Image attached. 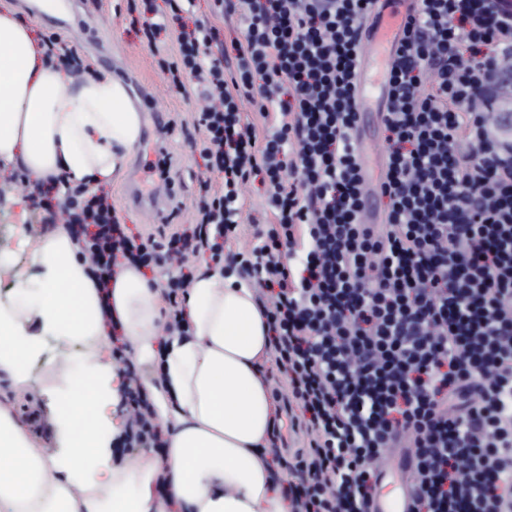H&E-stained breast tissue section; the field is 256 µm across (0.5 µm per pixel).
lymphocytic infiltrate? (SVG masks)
Listing matches in <instances>:
<instances>
[{"mask_svg": "<svg viewBox=\"0 0 512 512\" xmlns=\"http://www.w3.org/2000/svg\"><path fill=\"white\" fill-rule=\"evenodd\" d=\"M168 4L146 0L142 34L155 51L175 43L169 86L206 103L192 224L133 232L109 191L84 184L30 202L75 230L99 282L123 259L166 270V333L187 330L188 257L253 288L306 438L292 512H369L395 448L415 463L412 512H512V135L489 98L512 72V0H419L405 20L386 72L379 224L359 220L355 96L377 0H214L240 21L227 49ZM255 182L273 221L236 251ZM128 395L131 447H163L147 391L133 381Z\"/></svg>", "mask_w": 512, "mask_h": 512, "instance_id": "lymphocytic-infiltrate-1", "label": "lymphocytic infiltrate"}]
</instances>
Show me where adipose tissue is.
<instances>
[{"instance_id":"adipose-tissue-1","label":"adipose tissue","mask_w":512,"mask_h":512,"mask_svg":"<svg viewBox=\"0 0 512 512\" xmlns=\"http://www.w3.org/2000/svg\"><path fill=\"white\" fill-rule=\"evenodd\" d=\"M141 127L123 85L96 73L72 81L28 26L0 12V163L42 185L108 184ZM17 248L28 266L13 268L10 253L0 254L18 284L0 300V378L24 392L27 361L50 340L61 357L77 342L90 357L80 386L48 407L75 423L67 456L41 448L0 403V512H155L159 485L177 512H289L285 478L267 459L276 412L260 366L269 332L251 288L198 271L186 298L189 333L161 343V292L140 268L121 266L104 292L64 228ZM116 325L135 360L159 375L148 387L167 437L158 461L123 466L109 451L119 392L101 346Z\"/></svg>"}]
</instances>
